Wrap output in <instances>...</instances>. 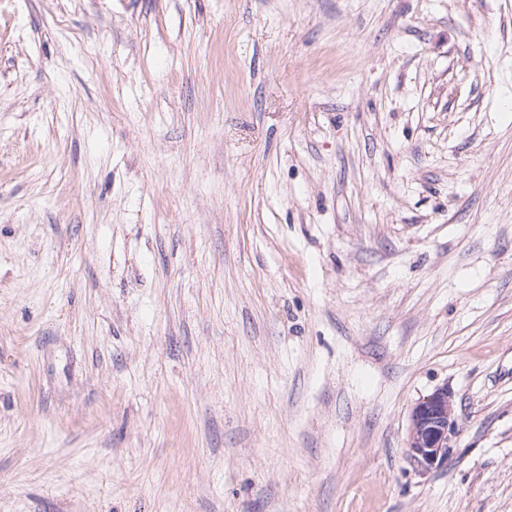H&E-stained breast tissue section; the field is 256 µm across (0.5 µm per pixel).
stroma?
<instances>
[{
    "mask_svg": "<svg viewBox=\"0 0 512 512\" xmlns=\"http://www.w3.org/2000/svg\"><path fill=\"white\" fill-rule=\"evenodd\" d=\"M0 512H512V0H0ZM458 431L454 394L445 384L412 407L407 438L410 458L423 471L442 467Z\"/></svg>",
    "mask_w": 512,
    "mask_h": 512,
    "instance_id": "stroma-1",
    "label": "stroma"
}]
</instances>
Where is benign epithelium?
<instances>
[{
	"label": "benign epithelium",
	"mask_w": 512,
	"mask_h": 512,
	"mask_svg": "<svg viewBox=\"0 0 512 512\" xmlns=\"http://www.w3.org/2000/svg\"><path fill=\"white\" fill-rule=\"evenodd\" d=\"M456 434L458 419L454 394L445 384L412 407L408 454L423 471L440 468L448 462L450 442Z\"/></svg>",
	"instance_id": "obj_1"
}]
</instances>
